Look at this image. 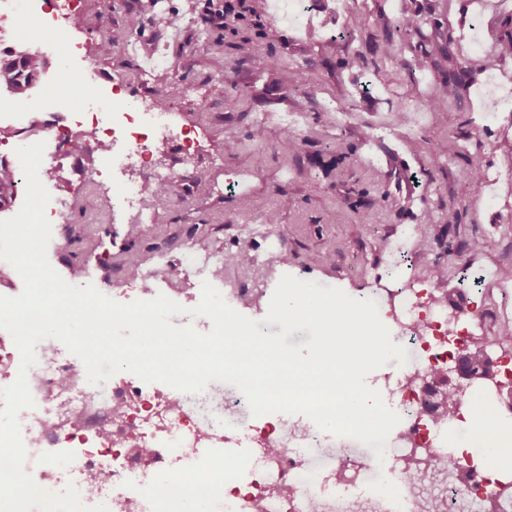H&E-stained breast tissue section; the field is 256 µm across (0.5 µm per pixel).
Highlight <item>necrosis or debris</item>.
I'll return each instance as SVG.
<instances>
[{"mask_svg":"<svg viewBox=\"0 0 512 512\" xmlns=\"http://www.w3.org/2000/svg\"><path fill=\"white\" fill-rule=\"evenodd\" d=\"M81 10V0H0V55L14 54L21 22L34 21L47 34L29 48L41 62L22 73L29 87L44 84L50 56L79 55L75 44L50 35L73 27ZM83 82L90 95L63 120L48 121L50 135L68 143L69 155L104 160L89 209L152 223L156 189L199 181L189 131L161 96L110 98L92 73ZM169 146L179 169L161 155ZM417 255L395 250L366 293L393 342L408 351L407 364L385 380L401 425L391 430L383 459L300 420L252 416L239 392L217 401L211 392L186 394L127 371L92 386L80 359L47 339L28 373L35 406L19 414L26 472L47 491L74 484L84 505L108 512H178L184 492L216 472L224 480L211 489L209 512H484L490 499L512 505V477L492 480L472 460L449 457L448 423L463 414L447 416L442 406L455 388L456 354L477 334L485 337L481 352L491 372L512 384V355L501 351L500 336L486 333L492 320L512 330V278H475L478 301L452 305L440 281L418 277ZM205 280L246 316L272 298L270 288L247 290L225 277L223 253L203 255L190 242L180 267H135L105 294L125 303L161 293L194 306ZM242 448L247 458H240ZM419 469L428 473L421 482L413 478Z\"/></svg>","mask_w":512,"mask_h":512,"instance_id":"1","label":"necrosis or debris"}]
</instances>
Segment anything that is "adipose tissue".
<instances>
[{
    "mask_svg": "<svg viewBox=\"0 0 512 512\" xmlns=\"http://www.w3.org/2000/svg\"><path fill=\"white\" fill-rule=\"evenodd\" d=\"M464 413L471 422L469 440L472 447L481 449L489 473L512 459V431L495 423L490 409L476 399H467Z\"/></svg>",
    "mask_w": 512,
    "mask_h": 512,
    "instance_id": "ef3b65f1",
    "label": "adipose tissue"
}]
</instances>
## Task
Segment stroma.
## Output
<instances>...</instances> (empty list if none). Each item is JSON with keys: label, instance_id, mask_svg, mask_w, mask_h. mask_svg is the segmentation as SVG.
Returning a JSON list of instances; mask_svg holds the SVG:
<instances>
[{"label": "stroma", "instance_id": "stroma-1", "mask_svg": "<svg viewBox=\"0 0 512 512\" xmlns=\"http://www.w3.org/2000/svg\"><path fill=\"white\" fill-rule=\"evenodd\" d=\"M225 0H83L71 36L83 41L92 62L108 76L130 78V91L164 90L165 102L183 123L195 126L197 162L209 169L223 156L224 190L174 189L156 205L154 223L135 228L102 224L85 205L88 183L56 170L69 193L70 223L59 228L66 242L49 255L69 278L74 266L89 269L92 284L157 265V251L177 257L187 240L202 252H223L243 281L277 285L272 268L239 265L241 249L268 255L275 223L288 252V272L353 294L371 288L388 242L405 226L430 218L423 270L441 267L444 288L456 292L461 255L474 268L512 267V227L497 209L474 204L463 180L473 156L485 167L512 168V131L485 125L484 87L492 81L512 93V58L493 68L464 73L468 51L490 53L495 40L512 36V13L501 0L473 10L469 0H305L307 14L290 16L287 0H244L237 13ZM408 9L433 37L424 69L412 62L423 48L418 36L374 26L383 14ZM192 15L194 27L178 23ZM138 19V54L100 52L103 37ZM166 50L175 66L160 86L135 82L154 51ZM360 65L348 69L350 56ZM458 86L452 99H437L445 83ZM356 118L337 127L338 108ZM302 112L308 130L298 152L281 147L276 131L256 133L259 113ZM236 150H226V142ZM455 210V223L443 215ZM362 268L352 276V268Z\"/></svg>", "mask_w": 512, "mask_h": 512}]
</instances>
